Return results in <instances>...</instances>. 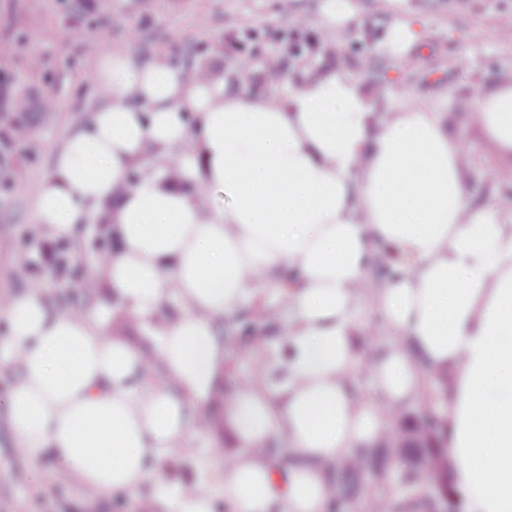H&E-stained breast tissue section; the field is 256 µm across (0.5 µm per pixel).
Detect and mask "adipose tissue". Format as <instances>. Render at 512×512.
Instances as JSON below:
<instances>
[{
  "mask_svg": "<svg viewBox=\"0 0 512 512\" xmlns=\"http://www.w3.org/2000/svg\"><path fill=\"white\" fill-rule=\"evenodd\" d=\"M380 44L404 62L420 33L406 0ZM94 104L53 153L36 223L80 246L109 224L115 247L93 283L112 291L74 313L30 288L0 295V366L15 376L0 416L28 458L51 452L93 497L140 512H326L335 467L377 447L394 411L447 376L450 483L465 512H512V220L476 205L467 160L427 104L377 109L342 67L256 94L129 48L98 50ZM473 120L512 151V83L480 94ZM396 275L381 283L373 264ZM286 321L264 386L237 384L238 441L190 486L155 473L191 439L232 348L222 325L262 289ZM372 296L394 333L366 363L354 312ZM177 302L178 315L162 316ZM143 328L140 343L110 321ZM366 373L370 397L350 380ZM153 483L141 496L145 483Z\"/></svg>",
  "mask_w": 512,
  "mask_h": 512,
  "instance_id": "obj_1",
  "label": "adipose tissue"
}]
</instances>
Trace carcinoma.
<instances>
[{"label":"carcinoma","mask_w":512,"mask_h":512,"mask_svg":"<svg viewBox=\"0 0 512 512\" xmlns=\"http://www.w3.org/2000/svg\"><path fill=\"white\" fill-rule=\"evenodd\" d=\"M30 102L14 96L0 113V192L10 189L18 162L12 146L28 136ZM254 321L237 320L235 343L254 339ZM446 424L437 412H399L385 442L336 469V493L329 512H344L357 490L375 484L378 492L367 502L369 512H456L448 489Z\"/></svg>","instance_id":"obj_1"}]
</instances>
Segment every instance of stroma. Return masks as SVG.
<instances>
[{
    "instance_id": "stroma-1",
    "label": "stroma",
    "mask_w": 512,
    "mask_h": 512,
    "mask_svg": "<svg viewBox=\"0 0 512 512\" xmlns=\"http://www.w3.org/2000/svg\"><path fill=\"white\" fill-rule=\"evenodd\" d=\"M321 3L292 0L284 15L279 0H97L94 13L80 27L104 48L129 46L145 59L159 55L223 76L231 91L245 83L264 91L283 78L300 79L342 65L362 76L381 102L422 101L441 112L449 136L469 158L467 188L479 202L489 204L512 194V178L504 176L512 170V154L493 146L465 108L476 90L489 91L512 78V40L498 35L501 25L512 20V0H408L420 31L412 69L395 63L377 46L379 34L393 19L384 0H356L361 23L347 35L340 58L319 51L283 58L279 69L270 70L267 59L276 47L275 35L289 32L293 22L318 20ZM70 26L61 0H0V40L15 47L5 68L34 100L56 103L53 118L34 115L31 138L14 147L22 162L11 190L0 199V294L43 287L58 306L78 310L85 303L80 284L109 245L107 227L86 225L88 247L69 258L60 275L42 250L64 252L68 246L34 224L32 213L34 192L51 170L56 145L92 105L77 92L90 59ZM249 34L260 39L261 48L242 70L236 65L240 51L231 40ZM20 254L33 266L29 277L21 279L13 274ZM269 359L266 348L233 349L228 356L230 381L262 383ZM214 429L216 442L192 444L172 458L167 466L171 484L187 485L205 470L223 467L236 440L224 416H216ZM0 502L16 503L23 512H136L134 501L126 497L88 499L52 456L26 459L1 421Z\"/></svg>"
}]
</instances>
